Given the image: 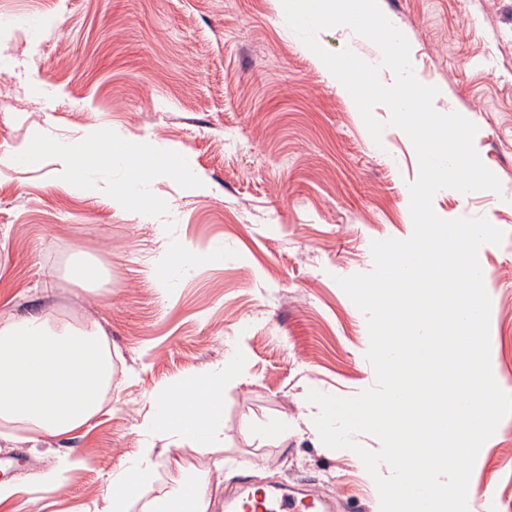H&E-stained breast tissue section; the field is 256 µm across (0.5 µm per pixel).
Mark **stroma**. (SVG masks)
<instances>
[{
  "mask_svg": "<svg viewBox=\"0 0 512 512\" xmlns=\"http://www.w3.org/2000/svg\"><path fill=\"white\" fill-rule=\"evenodd\" d=\"M410 44L417 79L438 87L439 112H464L474 147L501 193L443 189L441 218H486L504 233L478 261L491 299L490 363L512 394V0H384ZM46 22L38 35L22 19ZM0 153L44 133L98 126L173 147L209 194H185L179 172L144 181L165 193L158 222L112 208L99 186L120 167L90 173L93 191L56 184L53 158L0 167V313L45 304L73 323L99 320L112 341V390L76 437L0 443L22 492L0 512H106L108 488L155 445L145 493L128 512L209 473V512L249 480L312 488L334 512H376L353 451L310 434L271 437L295 420L309 390L353 397L375 382L367 321L338 278L373 268L371 244L410 237L408 185L419 160L407 134L369 136L354 102L309 57L273 0H0ZM206 258L155 281L157 224ZM86 254L108 272L94 290L66 268ZM236 355L243 382L224 388L220 447L165 444L146 421L160 388ZM82 466L45 482L70 452ZM471 512H512V415L481 447Z\"/></svg>",
  "mask_w": 512,
  "mask_h": 512,
  "instance_id": "1",
  "label": "stroma"
}]
</instances>
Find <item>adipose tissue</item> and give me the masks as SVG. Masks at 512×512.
<instances>
[{"instance_id":"obj_1","label":"adipose tissue","mask_w":512,"mask_h":512,"mask_svg":"<svg viewBox=\"0 0 512 512\" xmlns=\"http://www.w3.org/2000/svg\"><path fill=\"white\" fill-rule=\"evenodd\" d=\"M41 156L59 161L57 183L83 192L96 168L123 165L122 181L107 191L110 206L135 209L154 218L167 210L163 194L143 196L144 178L166 180L173 171V151L151 141L133 142L99 127L62 142L42 136L23 141L0 155V166L23 167ZM112 352L107 330L96 320L82 325L40 308L0 320V441L69 438L102 409L112 387ZM244 377L235 358L205 369L176 386L156 391L147 424L160 439L219 441L224 422V385Z\"/></svg>"}]
</instances>
